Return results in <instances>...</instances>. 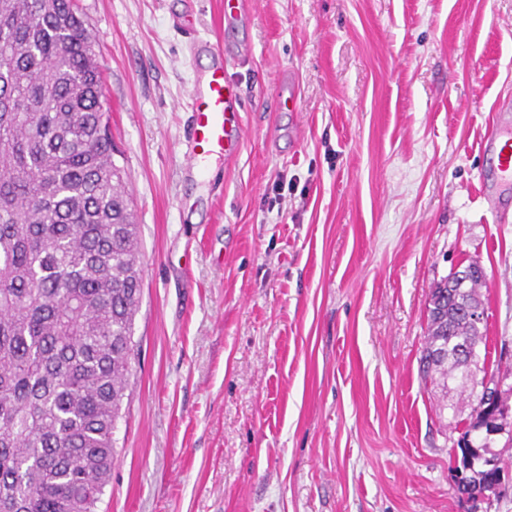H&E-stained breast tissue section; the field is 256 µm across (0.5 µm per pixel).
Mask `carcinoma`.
Here are the masks:
<instances>
[{"label":"carcinoma","mask_w":512,"mask_h":512,"mask_svg":"<svg viewBox=\"0 0 512 512\" xmlns=\"http://www.w3.org/2000/svg\"><path fill=\"white\" fill-rule=\"evenodd\" d=\"M95 38L76 0H0V512H97L115 459L113 432L133 355L140 238L114 159ZM476 267L465 295L430 293L422 373L477 356ZM452 448L457 491L501 483L503 458L471 433L503 418L499 382Z\"/></svg>","instance_id":"cac0c4a2"}]
</instances>
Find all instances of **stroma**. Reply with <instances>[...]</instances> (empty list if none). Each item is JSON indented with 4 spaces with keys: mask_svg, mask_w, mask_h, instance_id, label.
<instances>
[{
    "mask_svg": "<svg viewBox=\"0 0 512 512\" xmlns=\"http://www.w3.org/2000/svg\"><path fill=\"white\" fill-rule=\"evenodd\" d=\"M245 2L228 24L224 0H79L141 240L98 512H512V470L458 493L475 403L420 373L430 291L475 261L478 353L512 387V211L481 148L512 100V0ZM200 40L235 51L245 136L198 177Z\"/></svg>",
    "mask_w": 512,
    "mask_h": 512,
    "instance_id": "obj_1",
    "label": "stroma"
}]
</instances>
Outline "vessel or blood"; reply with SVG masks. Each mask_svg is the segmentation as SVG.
<instances>
[{
  "mask_svg": "<svg viewBox=\"0 0 512 512\" xmlns=\"http://www.w3.org/2000/svg\"><path fill=\"white\" fill-rule=\"evenodd\" d=\"M211 51L215 64L196 75L189 91L188 168L193 172L200 171L211 158L235 155L243 137L240 90L226 76L227 59L222 46H212ZM484 145L497 152L496 179L512 185V136L505 131L501 117L493 118Z\"/></svg>",
  "mask_w": 512,
  "mask_h": 512,
  "instance_id": "vessel-or-blood-1",
  "label": "vessel or blood"
}]
</instances>
